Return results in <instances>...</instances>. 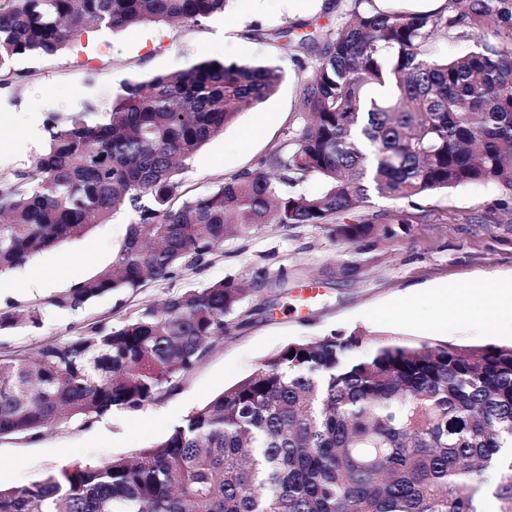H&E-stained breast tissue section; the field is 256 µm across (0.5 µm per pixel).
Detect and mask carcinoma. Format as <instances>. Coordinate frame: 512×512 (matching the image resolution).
<instances>
[{"mask_svg": "<svg viewBox=\"0 0 512 512\" xmlns=\"http://www.w3.org/2000/svg\"><path fill=\"white\" fill-rule=\"evenodd\" d=\"M227 2L0 0V71L92 27L199 23ZM399 2L348 0L301 87L305 122L198 196L179 200L180 162L271 96L280 67L208 58L50 114L44 149L0 177V274L125 206L136 219L112 263L53 305L134 294L266 224H317L346 246L395 237L418 223L419 200L475 183L496 187L494 210L512 218V0ZM246 37L283 40L296 61L313 42L291 27ZM441 38L467 48L438 55ZM310 176L322 191L294 193ZM372 192L406 207L383 219ZM245 292L225 278L0 352V439L159 400L231 332ZM17 324L40 315L0 313V328ZM363 343L355 332L290 343L133 456L0 486V512H479L488 493L512 512V345L379 341L359 356Z\"/></svg>", "mask_w": 512, "mask_h": 512, "instance_id": "1", "label": "carcinoma"}]
</instances>
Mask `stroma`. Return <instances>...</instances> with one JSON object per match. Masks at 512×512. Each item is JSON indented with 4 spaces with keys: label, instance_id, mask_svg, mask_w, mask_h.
<instances>
[{
    "label": "stroma",
    "instance_id": "35a3bbf8",
    "mask_svg": "<svg viewBox=\"0 0 512 512\" xmlns=\"http://www.w3.org/2000/svg\"><path fill=\"white\" fill-rule=\"evenodd\" d=\"M345 5L346 0H230L225 14L197 24L100 28L57 55L19 58L12 66L15 79L0 84V175L18 170L44 148L49 113L82 111L90 99L110 103L124 80H145L214 57L280 66L286 77L278 90L238 112L179 171L182 194L206 193L224 177L255 168L302 117L299 88L307 71L271 44L246 39V30L291 27L296 35L318 37L335 25ZM497 195L494 186L478 183L425 198L420 205L426 216L409 233L349 248L321 227L271 224L226 241L203 266L182 268L175 278L148 283L133 295H101L76 310L55 307L52 300L111 264L134 213L116 211L84 236L36 253L0 275V312L35 308L42 325L0 329V350L33 349L93 322L115 324L137 306L224 278L243 282L250 292L242 323L160 401L111 410L88 426L70 422L32 441L0 440V485L25 487L51 470L135 455L265 358L302 339L358 331L369 346L387 339L511 344L512 321L494 316L492 296L474 299L459 316L443 315L429 297L436 288L512 277V221L491 211ZM350 258L360 264L355 279L323 283L331 268ZM282 270L288 283L280 288L270 279Z\"/></svg>",
    "mask_w": 512,
    "mask_h": 512
}]
</instances>
